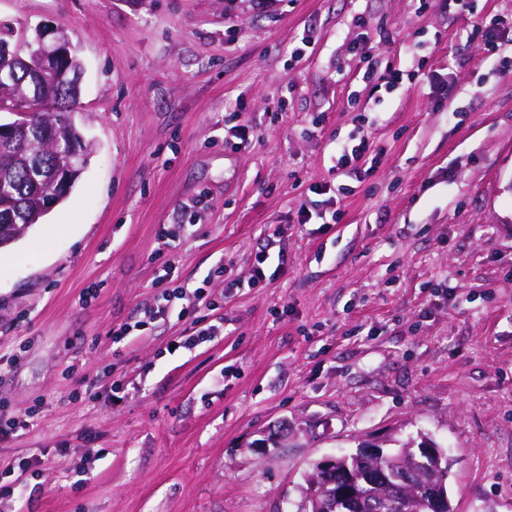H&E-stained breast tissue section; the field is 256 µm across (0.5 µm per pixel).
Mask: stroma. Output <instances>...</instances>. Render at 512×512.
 <instances>
[{"mask_svg":"<svg viewBox=\"0 0 512 512\" xmlns=\"http://www.w3.org/2000/svg\"><path fill=\"white\" fill-rule=\"evenodd\" d=\"M1 22L71 37L92 152L0 248V407L32 416L0 480L38 462L0 512H296L317 462L424 439L452 512H512V0H0ZM164 224L191 225L177 274L224 334L115 345ZM264 247L276 274L242 287Z\"/></svg>","mask_w":512,"mask_h":512,"instance_id":"obj_1","label":"stroma"}]
</instances>
